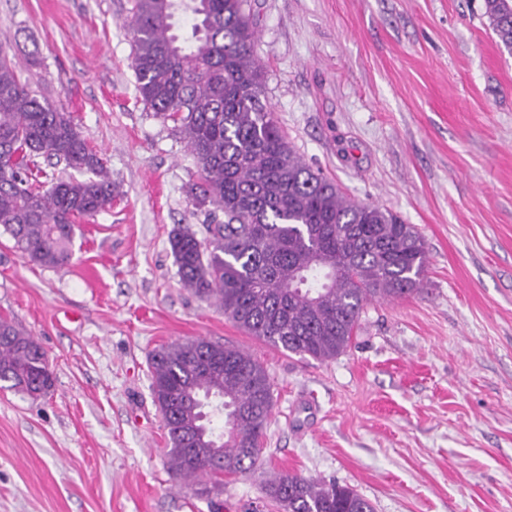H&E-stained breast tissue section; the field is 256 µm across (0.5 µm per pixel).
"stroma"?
<instances>
[{
    "instance_id": "35a3bbf8",
    "label": "stroma",
    "mask_w": 512,
    "mask_h": 512,
    "mask_svg": "<svg viewBox=\"0 0 512 512\" xmlns=\"http://www.w3.org/2000/svg\"><path fill=\"white\" fill-rule=\"evenodd\" d=\"M134 0H0L20 76L71 112L117 195L77 219L62 268L0 232V317L53 386L0 387V512H250L271 473L349 486L375 512H512V55L483 0H250L264 99L296 153L358 202L416 225L423 292L367 305L317 361L247 335L180 282L168 243L206 219L199 167L146 109ZM205 338L267 369L261 457L207 500L167 466L149 356Z\"/></svg>"
}]
</instances>
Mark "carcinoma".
Segmentation results:
<instances>
[{
	"instance_id": "1",
	"label": "carcinoma",
	"mask_w": 512,
	"mask_h": 512,
	"mask_svg": "<svg viewBox=\"0 0 512 512\" xmlns=\"http://www.w3.org/2000/svg\"><path fill=\"white\" fill-rule=\"evenodd\" d=\"M247 0H135L133 68L141 100L178 125L200 168L187 196L206 209L205 237L179 226L169 243L184 287L213 299L239 329L303 358L327 361L350 347L365 306L419 293L428 263L416 227L387 208L346 197L305 164L262 100ZM499 47L512 51V0H484ZM191 36L174 33L175 18ZM79 177L44 187L38 159ZM106 161L90 150L71 113L21 81L0 43V227L29 262L60 268L72 257L75 220L112 204ZM151 395L163 419L173 477L197 494L258 458L274 384L247 351L198 338L155 349ZM0 382L37 397L52 387L40 343L0 318ZM224 415L218 431L211 416ZM267 512H374L334 481L275 473Z\"/></svg>"
}]
</instances>
